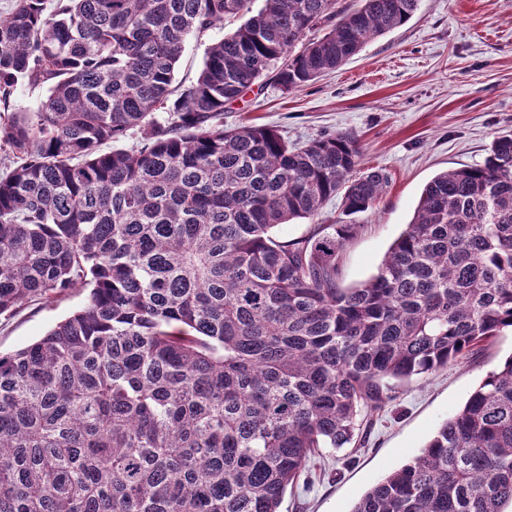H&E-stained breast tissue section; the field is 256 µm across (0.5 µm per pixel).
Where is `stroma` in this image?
I'll return each mask as SVG.
<instances>
[{"label": "stroma", "mask_w": 512, "mask_h": 512, "mask_svg": "<svg viewBox=\"0 0 512 512\" xmlns=\"http://www.w3.org/2000/svg\"><path fill=\"white\" fill-rule=\"evenodd\" d=\"M239 24L231 18L222 29L190 36L176 86L194 83L208 45ZM247 124L278 129L292 143L354 133L366 165L388 173L380 203L350 218L360 230L342 254L341 282L360 285L376 273L434 176L482 163L496 136L512 134V0H419L406 24L370 39L315 83L289 94L270 84L226 106L225 127ZM86 297L78 288L53 303L0 316V352L33 343ZM511 355L512 333L505 332L447 368L415 378L388 406L363 414L365 435L341 449H320L306 476L287 490L280 512H351Z\"/></svg>", "instance_id": "stroma-1"}]
</instances>
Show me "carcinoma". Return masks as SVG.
<instances>
[{"mask_svg":"<svg viewBox=\"0 0 512 512\" xmlns=\"http://www.w3.org/2000/svg\"><path fill=\"white\" fill-rule=\"evenodd\" d=\"M251 3L15 0L0 18V103L48 89L0 127V315L90 288L0 353V512H280L363 409L512 330V134L436 175L377 273L346 288L359 225L322 224L323 208L365 213L389 175L352 133L224 127L227 104L335 71L418 0ZM239 14L173 97L187 38ZM296 220L306 235L276 234ZM507 503L512 356L351 512Z\"/></svg>","mask_w":512,"mask_h":512,"instance_id":"1","label":"carcinoma"}]
</instances>
